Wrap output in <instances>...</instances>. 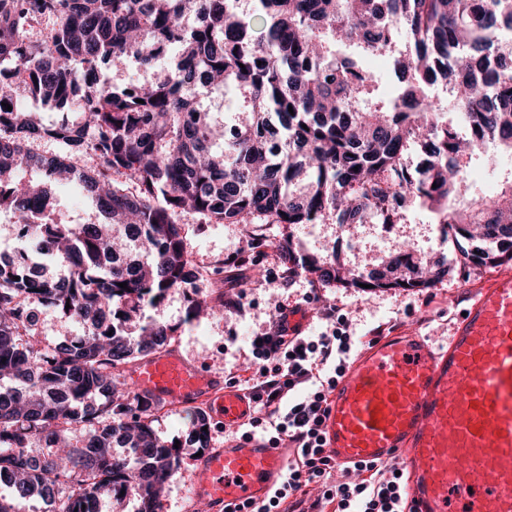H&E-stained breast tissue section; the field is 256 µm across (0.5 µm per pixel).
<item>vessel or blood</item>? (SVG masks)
<instances>
[{
  "mask_svg": "<svg viewBox=\"0 0 512 512\" xmlns=\"http://www.w3.org/2000/svg\"><path fill=\"white\" fill-rule=\"evenodd\" d=\"M129 388L204 404L228 429L254 407L176 350L138 363ZM321 430L336 465H398L414 512H512V270L472 289L445 346L415 330L364 346L328 395ZM289 455L256 438L225 443L196 458L190 494L208 512L261 504Z\"/></svg>",
  "mask_w": 512,
  "mask_h": 512,
  "instance_id": "b4317fda",
  "label": "vessel or blood"
}]
</instances>
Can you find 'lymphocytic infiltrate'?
<instances>
[{"label": "lymphocytic infiltrate", "mask_w": 512, "mask_h": 512, "mask_svg": "<svg viewBox=\"0 0 512 512\" xmlns=\"http://www.w3.org/2000/svg\"><path fill=\"white\" fill-rule=\"evenodd\" d=\"M315 334L289 333L284 305L248 341L242 366L226 382L251 394L254 409L233 432L293 449L286 478L276 493L251 512H406L405 478L395 467L332 464L321 435L327 395L358 350L360 339L338 307L321 310Z\"/></svg>", "instance_id": "1"}]
</instances>
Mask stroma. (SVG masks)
I'll return each mask as SVG.
<instances>
[{
	"mask_svg": "<svg viewBox=\"0 0 512 512\" xmlns=\"http://www.w3.org/2000/svg\"><path fill=\"white\" fill-rule=\"evenodd\" d=\"M183 235L194 263L201 271L195 291L175 289L158 305L146 306L145 317L175 325L177 331L170 344L194 360L207 372L223 374L225 368L243 363L248 352L249 336L262 331L274 311L282 303L288 309H307L312 315L309 332H317L321 323L316 314L319 302L310 304L302 300L311 286L306 274H299L293 291L268 284L263 270L278 265V255L269 248L249 249L245 243L248 233L236 224H207L194 213L182 214ZM438 227L432 213L420 208L410 213L404 224H358L350 234H338L332 224H301L294 236L305 250L323 255H337L344 262L375 261L388 255L394 246L405 239L411 240L423 255L436 254L434 239ZM243 253L244 262L236 270L225 267L224 259L232 253ZM493 266H468L456 270L448 280L422 292L401 290L358 292L351 288L327 287L320 289L321 300L344 308L358 336H371L373 329L391 336L408 329L445 343L452 323L466 305V289L494 276ZM241 278L245 296L243 314L225 310L198 320H187L190 294L206 299L217 298L224 292L229 277ZM155 432L170 441H179L183 470L168 482L162 498V512H201L192 501L188 486L189 472L198 450L186 440L194 407L174 408L157 402L153 405Z\"/></svg>",
	"mask_w": 512,
	"mask_h": 512,
	"instance_id": "obj_1",
	"label": "stroma"
}]
</instances>
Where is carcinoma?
Returning <instances> with one entry per match:
<instances>
[{
	"instance_id": "carcinoma-1",
	"label": "carcinoma",
	"mask_w": 512,
	"mask_h": 512,
	"mask_svg": "<svg viewBox=\"0 0 512 512\" xmlns=\"http://www.w3.org/2000/svg\"><path fill=\"white\" fill-rule=\"evenodd\" d=\"M340 43L390 56L407 90L378 98ZM167 51L174 63L149 82L101 79L104 67L147 68ZM440 79L454 124L429 95ZM21 91L62 119L43 123ZM228 92L233 108L205 111L201 94ZM43 141L58 152H36ZM493 143L512 153V0H0V210L18 214L26 241L0 255V481L50 512H90L105 496L162 512L181 458L155 433L151 398L115 383L177 331L142 318L144 303L198 277L181 213L278 226L270 246L282 264L323 287L416 293L458 266L512 261V187L469 193ZM24 167L41 178L19 180ZM61 182L103 220L47 215ZM419 206L472 248L425 257L406 243L349 268L293 234L330 221L345 232L369 219L402 224ZM41 307L83 334L41 344ZM209 427L197 412V447L210 446ZM36 443L50 452L29 455Z\"/></svg>"
}]
</instances>
